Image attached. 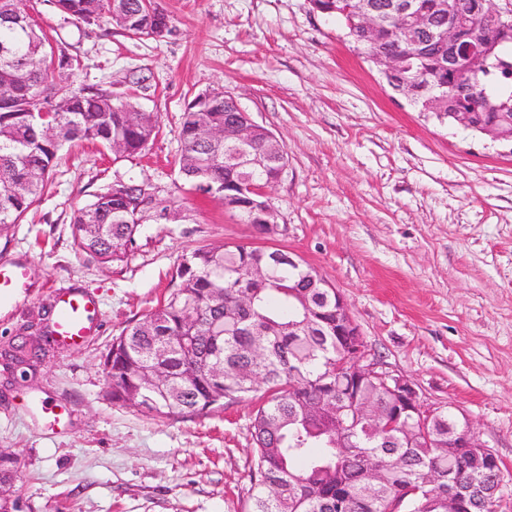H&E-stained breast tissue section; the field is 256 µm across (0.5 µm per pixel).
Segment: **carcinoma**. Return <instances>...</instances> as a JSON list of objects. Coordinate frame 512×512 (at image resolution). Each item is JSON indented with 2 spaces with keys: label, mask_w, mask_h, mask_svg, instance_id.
I'll use <instances>...</instances> for the list:
<instances>
[{
  "label": "carcinoma",
  "mask_w": 512,
  "mask_h": 512,
  "mask_svg": "<svg viewBox=\"0 0 512 512\" xmlns=\"http://www.w3.org/2000/svg\"><path fill=\"white\" fill-rule=\"evenodd\" d=\"M460 9L468 40L487 53L485 66L448 52V42L426 32L405 38L397 14H384L377 53L402 59L385 75L388 85L424 112L480 133L512 129V36L501 37L472 14L477 0H449ZM432 24L448 27L442 0H416ZM312 9L340 19L346 35L368 47L365 30L346 0H310ZM152 0H58V9L81 26L106 18L130 36H146ZM49 37L33 23L27 0H0V88L10 93L11 109H0V228L17 223L43 195L61 147L88 141L115 157L137 154L156 136L157 115L118 101L108 89L86 91L72 80L73 69L59 68L60 81L48 85L52 60ZM54 107L55 136H45L29 109ZM239 115L229 99L214 98L201 111L188 104L179 131V171L196 189L206 184L213 198L228 200L242 183L269 186L279 162L266 156L264 137L252 146L258 163L234 169L224 163V143L209 133L231 126ZM156 208L143 183L128 181L127 198L112 199V188L96 195L75 217L76 250L108 265L128 258L145 213ZM268 263V251L241 244L197 248L183 258L180 284L167 300L112 339V370L106 379L114 403L130 397L150 414L186 418L224 407L265 389L267 399L251 422L253 484L248 512H389L405 497L401 512H448V492L490 479L467 470L448 451L457 426L446 409L434 414L430 437L400 428L386 429L389 400L378 383L362 385L358 398L372 403L373 415L360 417L349 402L336 422L338 364L343 341L336 336V294L319 284L294 288L307 266H273L269 276L245 274ZM18 367L46 357L35 342L16 337L3 346Z\"/></svg>",
  "instance_id": "carcinoma-1"
}]
</instances>
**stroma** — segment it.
Wrapping results in <instances>:
<instances>
[{
	"instance_id": "stroma-1",
	"label": "stroma",
	"mask_w": 512,
	"mask_h": 512,
	"mask_svg": "<svg viewBox=\"0 0 512 512\" xmlns=\"http://www.w3.org/2000/svg\"><path fill=\"white\" fill-rule=\"evenodd\" d=\"M172 32L133 37L110 21L78 29L52 0L28 11L79 62L78 84L158 115L149 146L115 158L65 145L42 200L0 232V267L25 285L0 305V346L59 291L98 301L96 331L52 343L35 369L0 364V450L25 512H246L257 400L159 418L112 403L104 359L113 337L155 309L192 250L281 248L345 297L371 359L422 401L467 418L500 458L495 512H512V147L419 111L388 86L336 17L309 0H159ZM234 95L288 152L268 188L269 237L184 185L181 116L199 94ZM149 185L176 214L149 215L127 260L76 251L72 225L112 181ZM62 408L61 423L43 408Z\"/></svg>"
}]
</instances>
